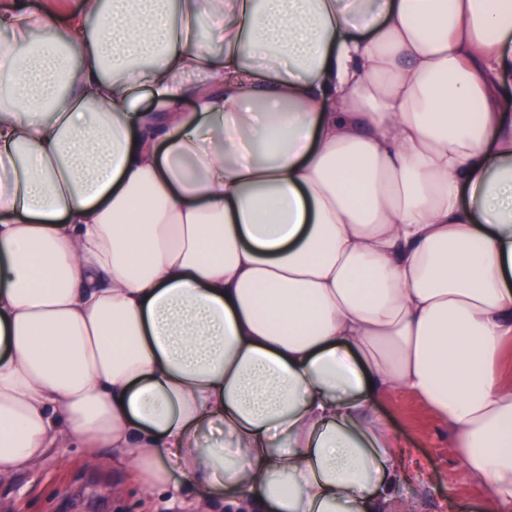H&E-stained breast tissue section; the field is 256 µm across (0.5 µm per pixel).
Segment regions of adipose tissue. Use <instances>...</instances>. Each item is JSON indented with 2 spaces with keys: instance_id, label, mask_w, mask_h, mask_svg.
<instances>
[{
  "instance_id": "obj_1",
  "label": "adipose tissue",
  "mask_w": 512,
  "mask_h": 512,
  "mask_svg": "<svg viewBox=\"0 0 512 512\" xmlns=\"http://www.w3.org/2000/svg\"><path fill=\"white\" fill-rule=\"evenodd\" d=\"M0 31V483L75 446L183 512H411L402 389L512 512V0H0Z\"/></svg>"
}]
</instances>
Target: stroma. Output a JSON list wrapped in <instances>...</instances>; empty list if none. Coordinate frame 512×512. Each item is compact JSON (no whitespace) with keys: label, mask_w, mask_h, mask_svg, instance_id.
<instances>
[{"label":"stroma","mask_w":512,"mask_h":512,"mask_svg":"<svg viewBox=\"0 0 512 512\" xmlns=\"http://www.w3.org/2000/svg\"><path fill=\"white\" fill-rule=\"evenodd\" d=\"M378 410L402 450L408 478L399 493L414 512H481L485 489L472 482L448 430L413 394L393 390ZM0 512H176L163 494L145 496L134 476L89 467L80 449L61 448L40 468L0 486Z\"/></svg>","instance_id":"35a3bbf8"}]
</instances>
